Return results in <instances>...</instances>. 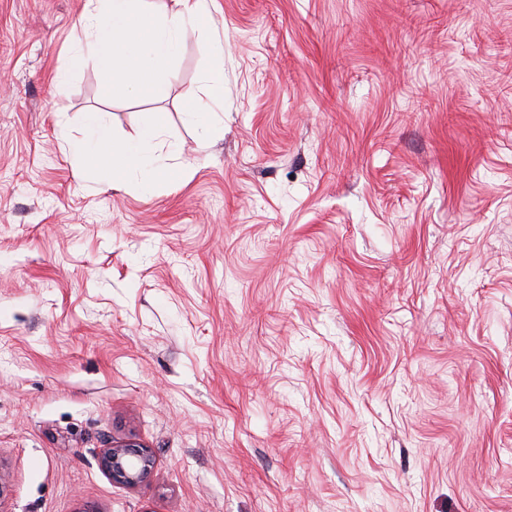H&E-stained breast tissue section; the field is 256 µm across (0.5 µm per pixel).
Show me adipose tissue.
<instances>
[{
  "label": "adipose tissue",
  "mask_w": 512,
  "mask_h": 512,
  "mask_svg": "<svg viewBox=\"0 0 512 512\" xmlns=\"http://www.w3.org/2000/svg\"><path fill=\"white\" fill-rule=\"evenodd\" d=\"M84 133L73 145L78 162L89 171L110 167L113 182L128 175L141 179L144 189H151L165 172L156 165L149 148L163 134L162 117H154L142 125L136 138L122 140L115 136L110 124L100 113H86Z\"/></svg>",
  "instance_id": "obj_1"
}]
</instances>
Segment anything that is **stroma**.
Returning a JSON list of instances; mask_svg holds the SVG:
<instances>
[{"instance_id":"35a3bbf8","label":"stroma","mask_w":512,"mask_h":512,"mask_svg":"<svg viewBox=\"0 0 512 512\" xmlns=\"http://www.w3.org/2000/svg\"><path fill=\"white\" fill-rule=\"evenodd\" d=\"M87 7L0 0V512H512V0H212L213 143L196 38L116 98ZM83 129V137L73 144V153L86 170L110 166L112 184L120 182L127 175H137L146 190H150L165 176V171L156 165L149 152V147L163 134L161 116L144 123L133 139H118L99 112L85 113ZM149 448L136 442H125L105 448L100 456V465L112 480L130 486L144 482L153 468Z\"/></svg>"}]
</instances>
